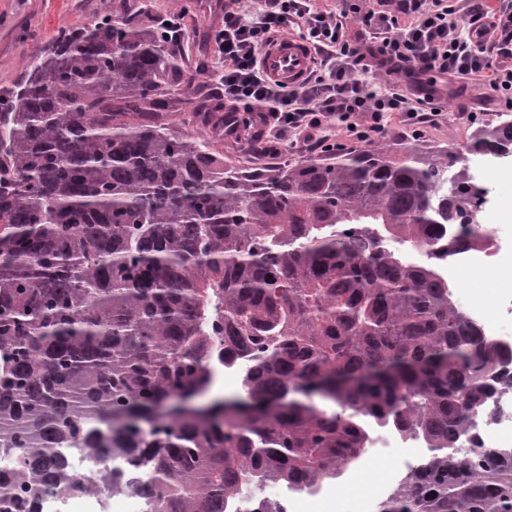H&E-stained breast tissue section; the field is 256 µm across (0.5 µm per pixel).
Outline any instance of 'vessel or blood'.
Returning a JSON list of instances; mask_svg holds the SVG:
<instances>
[{"label": "vessel or blood", "mask_w": 512, "mask_h": 512, "mask_svg": "<svg viewBox=\"0 0 512 512\" xmlns=\"http://www.w3.org/2000/svg\"><path fill=\"white\" fill-rule=\"evenodd\" d=\"M312 50L299 37L288 35L274 39L261 52L260 66L271 79L294 86L308 75Z\"/></svg>", "instance_id": "1"}]
</instances>
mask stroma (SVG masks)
Segmentation results:
<instances>
[{"label":"stroma","mask_w":512,"mask_h":512,"mask_svg":"<svg viewBox=\"0 0 512 512\" xmlns=\"http://www.w3.org/2000/svg\"><path fill=\"white\" fill-rule=\"evenodd\" d=\"M229 0H193L189 13L181 15L184 36L175 57L184 67L199 64L210 70L221 69L216 34L224 23ZM112 0H0V91L20 84L25 66L43 54L58 35L96 20L108 11ZM503 111L496 92L484 80H452L443 91L441 113L435 120L412 132L400 114H392L384 130L375 135L378 144L420 141L428 145L465 144L476 124L497 122ZM224 156L232 163L255 169L274 167L309 158L302 146L288 150L270 148L260 156L225 147ZM479 184L488 192L480 220L494 225L503 251L496 265L470 274L466 286L470 301L487 306L497 314L503 297H512V154L496 158L481 175ZM44 512H143L136 500L123 495L95 499L74 495L47 503Z\"/></svg>","instance_id":"obj_1"}]
</instances>
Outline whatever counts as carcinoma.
<instances>
[{
    "label": "carcinoma",
    "instance_id": "cac0c4a2",
    "mask_svg": "<svg viewBox=\"0 0 512 512\" xmlns=\"http://www.w3.org/2000/svg\"><path fill=\"white\" fill-rule=\"evenodd\" d=\"M214 74L181 67L144 6L72 29L0 111V512L87 493L144 512H249L269 482L311 493L381 431L427 454L380 512H512V447L455 452L512 367L431 260L443 225L490 245L468 159L394 142L262 171L209 136ZM512 149V120L466 151ZM243 396L155 414L212 387ZM219 373H224V377L219 378L212 389L202 398L201 402L207 401L211 398L212 394H216L220 397H232L236 396L241 391V385L239 380L236 379H225L233 377L238 370L234 368H225L223 364H219ZM225 379V381H224Z\"/></svg>",
    "mask_w": 512,
    "mask_h": 512
}]
</instances>
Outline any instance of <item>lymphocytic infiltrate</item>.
<instances>
[{
  "mask_svg": "<svg viewBox=\"0 0 512 512\" xmlns=\"http://www.w3.org/2000/svg\"><path fill=\"white\" fill-rule=\"evenodd\" d=\"M457 0H356L350 10L321 9L313 0H256L253 12L224 13L218 49L224 63L219 80L224 100L234 109L266 112L275 120L273 138L311 128L318 147L331 136L323 119H335L350 140L365 142L380 134L389 113H402L408 126L434 116L438 89L408 96L366 80L370 67L412 80L436 73L487 80L512 108V12L488 14L480 0H469L459 14ZM357 14L374 43L358 51L346 34L349 14ZM299 28L314 51L304 82L294 88L267 78L260 54L277 35Z\"/></svg>",
  "mask_w": 512,
  "mask_h": 512,
  "instance_id": "obj_1",
  "label": "lymphocytic infiltrate"
}]
</instances>
